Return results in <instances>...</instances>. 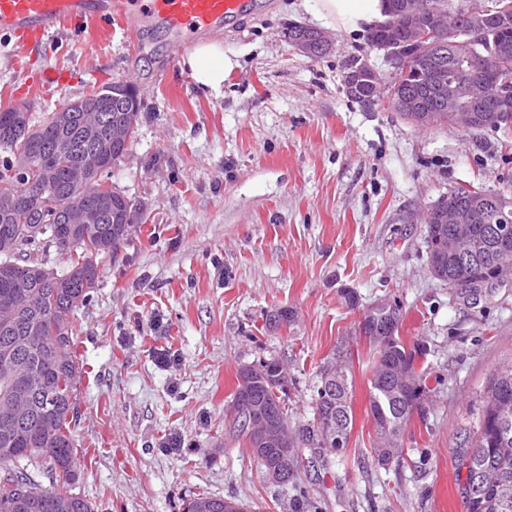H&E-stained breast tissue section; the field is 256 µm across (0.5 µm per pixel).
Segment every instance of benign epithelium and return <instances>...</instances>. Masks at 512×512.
Listing matches in <instances>:
<instances>
[{
    "mask_svg": "<svg viewBox=\"0 0 512 512\" xmlns=\"http://www.w3.org/2000/svg\"><path fill=\"white\" fill-rule=\"evenodd\" d=\"M465 11L471 35L479 34L493 23L512 24V8L501 5L498 0L489 4L474 0L465 6ZM386 15L387 19L376 25L375 30L390 31L395 37L378 40L374 47L384 51L391 65L390 80L381 81L369 59L357 58L347 63L341 74L343 88L349 96L362 97L372 106L377 97L387 93L393 97L390 107L394 111L412 123L432 126L438 113L427 108L418 85L407 81L408 76L413 75L419 85L429 88L447 111L456 116L458 124L476 129L512 126V76L495 65L479 71L458 51L462 36L457 28L448 26V11L444 7L436 0H388ZM288 40L297 53L310 58L327 53L333 45L327 32L302 24L288 34ZM445 48L457 56L450 68L438 60L440 51ZM140 110L141 102L135 97L120 101L117 111L122 113V119L114 125L112 144L104 146V154H111V145L129 140ZM490 207L502 214L511 213L512 197L500 194L488 201L477 195L465 206L444 198L424 210L419 220L423 224L460 225L455 234L448 237V252L456 253L462 246L472 247L463 225L481 222ZM12 276L19 279L43 277L57 288L65 287L63 279L52 277L47 269L36 265H18L12 270ZM240 382L230 411L247 416L246 434L251 441V451L264 459L266 479L284 485L296 475L300 444L263 405L252 401L251 377L246 375ZM33 395L42 400L38 410L40 419L51 420L55 414L52 394L37 377L20 376L14 381L8 398L21 409L25 399ZM342 432V422L332 411L318 422L319 443L323 446Z\"/></svg>",
    "mask_w": 512,
    "mask_h": 512,
    "instance_id": "obj_1",
    "label": "benign epithelium"
}]
</instances>
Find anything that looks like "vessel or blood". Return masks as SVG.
Listing matches in <instances>:
<instances>
[{
	"label": "vessel or blood",
	"mask_w": 512,
	"mask_h": 512,
	"mask_svg": "<svg viewBox=\"0 0 512 512\" xmlns=\"http://www.w3.org/2000/svg\"><path fill=\"white\" fill-rule=\"evenodd\" d=\"M250 6L251 0H0V34L35 54L65 26L87 20L108 24L117 16L132 32L144 22L163 28L177 54Z\"/></svg>",
	"instance_id": "b4317fda"
}]
</instances>
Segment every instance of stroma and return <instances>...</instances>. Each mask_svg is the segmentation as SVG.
Returning <instances> with one entry per match:
<instances>
[{"instance_id":"35a3bbf8","label":"stroma","mask_w":512,"mask_h":512,"mask_svg":"<svg viewBox=\"0 0 512 512\" xmlns=\"http://www.w3.org/2000/svg\"><path fill=\"white\" fill-rule=\"evenodd\" d=\"M296 23L316 24L300 0H262L211 33L226 61L217 93L155 29L134 43L117 25L72 27L36 57L0 41V110L23 106L41 123L116 81L142 100L134 143L109 171L140 222L116 257L97 258L98 286L75 313L74 438L87 454L74 490L96 512H185L203 493L251 512H295L302 494L318 512H466L460 450L512 364V279L449 287L411 217L457 186L512 195V127H421L386 104L365 109L341 71L356 55L389 73L383 52L334 29L331 51L304 58L286 38ZM45 68L62 76L52 91L26 86ZM383 300L402 307L425 389L385 465L368 413L374 352L357 329ZM280 308L294 322L266 329ZM340 347L353 379L347 448L305 441L294 485L266 482L224 432L238 371L287 363L288 425L305 440L317 374Z\"/></svg>"}]
</instances>
